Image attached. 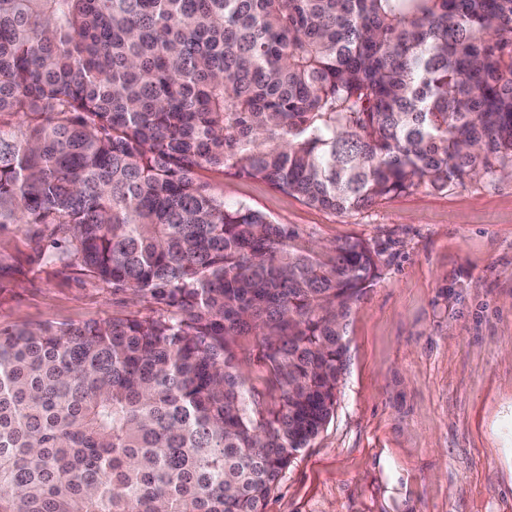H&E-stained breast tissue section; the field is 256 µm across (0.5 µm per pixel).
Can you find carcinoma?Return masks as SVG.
Instances as JSON below:
<instances>
[{
	"mask_svg": "<svg viewBox=\"0 0 512 512\" xmlns=\"http://www.w3.org/2000/svg\"><path fill=\"white\" fill-rule=\"evenodd\" d=\"M508 167L512 0H0V224L166 306L0 330V512H265L330 420L371 251L196 170L343 212ZM236 360L247 377V383L261 400L270 405L276 397L270 383V372L258 358L256 340L252 337L242 339L236 351Z\"/></svg>",
	"mask_w": 512,
	"mask_h": 512,
	"instance_id": "carcinoma-1",
	"label": "carcinoma"
}]
</instances>
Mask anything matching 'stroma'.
Wrapping results in <instances>:
<instances>
[{
    "mask_svg": "<svg viewBox=\"0 0 512 512\" xmlns=\"http://www.w3.org/2000/svg\"><path fill=\"white\" fill-rule=\"evenodd\" d=\"M197 175L299 241L356 238L376 261L347 320L334 415L267 512H512V179L422 186L342 213L230 170ZM54 253L39 225H0V328L156 312ZM236 360L272 403L254 338Z\"/></svg>",
    "mask_w": 512,
    "mask_h": 512,
    "instance_id": "35a3bbf8",
    "label": "stroma"
}]
</instances>
